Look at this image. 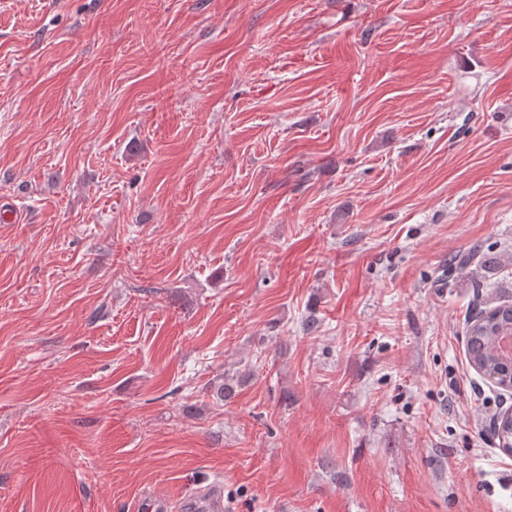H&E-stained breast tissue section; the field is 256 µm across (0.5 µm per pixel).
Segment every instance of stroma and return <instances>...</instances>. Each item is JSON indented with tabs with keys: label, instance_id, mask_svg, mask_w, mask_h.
<instances>
[{
	"label": "stroma",
	"instance_id": "35a3bbf8",
	"mask_svg": "<svg viewBox=\"0 0 512 512\" xmlns=\"http://www.w3.org/2000/svg\"><path fill=\"white\" fill-rule=\"evenodd\" d=\"M476 243L512 0H0V512H512ZM502 262H505V260L500 259V256L485 249L480 244H474L468 250L455 255L452 259V263L458 268L471 267L474 264L485 272L495 270ZM223 487V482L216 479L203 493L186 502L184 509L193 512H223L225 508Z\"/></svg>",
	"mask_w": 512,
	"mask_h": 512
}]
</instances>
